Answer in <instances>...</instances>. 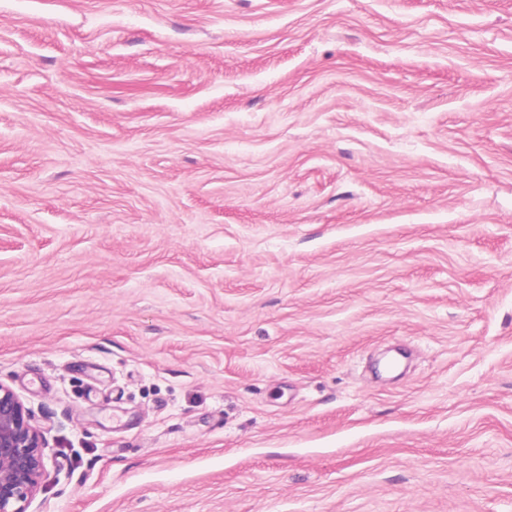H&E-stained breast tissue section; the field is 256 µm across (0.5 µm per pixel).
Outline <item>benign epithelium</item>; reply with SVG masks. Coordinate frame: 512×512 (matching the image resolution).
<instances>
[{
  "label": "benign epithelium",
  "instance_id": "7a95c632",
  "mask_svg": "<svg viewBox=\"0 0 512 512\" xmlns=\"http://www.w3.org/2000/svg\"><path fill=\"white\" fill-rule=\"evenodd\" d=\"M46 440L31 410L0 382V512H31L42 490Z\"/></svg>",
  "mask_w": 512,
  "mask_h": 512
}]
</instances>
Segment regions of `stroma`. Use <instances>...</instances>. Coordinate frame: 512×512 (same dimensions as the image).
Returning a JSON list of instances; mask_svg holds the SVG:
<instances>
[{"label": "stroma", "instance_id": "1", "mask_svg": "<svg viewBox=\"0 0 512 512\" xmlns=\"http://www.w3.org/2000/svg\"><path fill=\"white\" fill-rule=\"evenodd\" d=\"M0 382L34 512H512V0H0ZM31 410L0 382V512L29 510L42 490L46 440Z\"/></svg>", "mask_w": 512, "mask_h": 512}]
</instances>
